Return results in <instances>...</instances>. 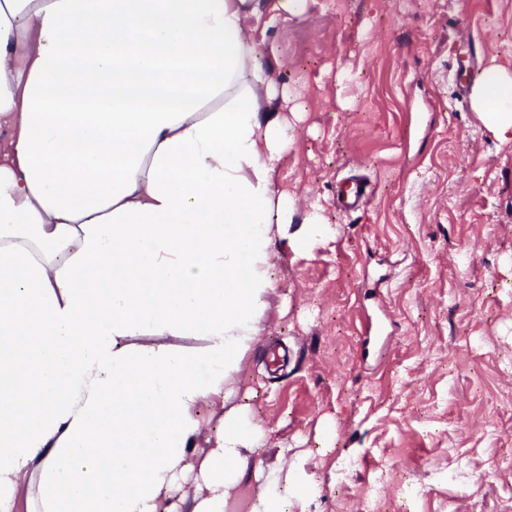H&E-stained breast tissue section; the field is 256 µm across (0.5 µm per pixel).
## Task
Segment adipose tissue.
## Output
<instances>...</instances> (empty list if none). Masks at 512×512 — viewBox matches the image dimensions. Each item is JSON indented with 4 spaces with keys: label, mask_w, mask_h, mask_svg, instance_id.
I'll list each match as a JSON object with an SVG mask.
<instances>
[{
    "label": "adipose tissue",
    "mask_w": 512,
    "mask_h": 512,
    "mask_svg": "<svg viewBox=\"0 0 512 512\" xmlns=\"http://www.w3.org/2000/svg\"><path fill=\"white\" fill-rule=\"evenodd\" d=\"M249 0H0V512H251L312 492L264 468L238 409L189 452L199 406L232 391L274 286L273 171L291 142ZM476 111L512 141V73ZM197 336L201 347L176 346ZM259 483L248 473L232 491L227 512H250L251 504L258 492Z\"/></svg>",
    "instance_id": "1"
}]
</instances>
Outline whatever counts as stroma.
I'll use <instances>...</instances> for the list:
<instances>
[{
    "instance_id": "stroma-1",
    "label": "stroma",
    "mask_w": 512,
    "mask_h": 512,
    "mask_svg": "<svg viewBox=\"0 0 512 512\" xmlns=\"http://www.w3.org/2000/svg\"><path fill=\"white\" fill-rule=\"evenodd\" d=\"M246 19L291 144L274 188L275 284L230 398L199 409L216 445L228 408L261 422L263 466L302 461L313 498L291 512H415L451 499L512 512V143L471 102L481 71L512 70V0H256ZM358 175L369 196L336 207ZM327 229L309 241L312 215ZM467 449L468 475L448 474Z\"/></svg>"
}]
</instances>
